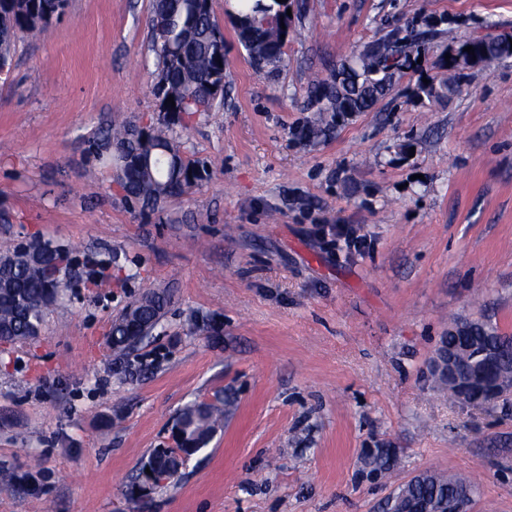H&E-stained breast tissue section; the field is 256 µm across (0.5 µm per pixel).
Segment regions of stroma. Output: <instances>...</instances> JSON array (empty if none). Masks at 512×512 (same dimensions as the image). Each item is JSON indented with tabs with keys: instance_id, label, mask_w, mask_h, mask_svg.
Wrapping results in <instances>:
<instances>
[{
	"instance_id": "1",
	"label": "stroma",
	"mask_w": 512,
	"mask_h": 512,
	"mask_svg": "<svg viewBox=\"0 0 512 512\" xmlns=\"http://www.w3.org/2000/svg\"><path fill=\"white\" fill-rule=\"evenodd\" d=\"M224 104L181 142L206 162L193 192L130 209L88 150L113 114H157L152 0H71L20 39L0 76V248L37 234L121 267L77 278L39 339L0 348V512H381L420 471L475 472L473 512H512V396L465 405L433 388L427 361L450 318L512 336V57L464 75L440 59L473 37L512 36V0H291L286 65L258 69L224 0ZM437 18L371 111L313 142L310 73L363 43ZM448 99H417L422 77ZM325 224L371 241L336 250ZM171 305L116 371L113 318L143 291ZM230 395L223 427L177 483L131 495L178 411ZM366 448L397 463L360 473Z\"/></svg>"
}]
</instances>
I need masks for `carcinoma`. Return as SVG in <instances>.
<instances>
[{
	"instance_id": "obj_1",
	"label": "carcinoma",
	"mask_w": 512,
	"mask_h": 512,
	"mask_svg": "<svg viewBox=\"0 0 512 512\" xmlns=\"http://www.w3.org/2000/svg\"><path fill=\"white\" fill-rule=\"evenodd\" d=\"M68 0H0V69L11 64L16 41L35 36L61 16ZM286 3L277 0H238V9L227 11L240 44L257 64L279 67L284 63V45L289 24ZM444 34L439 22L431 20L417 36L402 34L392 28L376 40L365 43L341 70L327 78L313 77L308 96L319 104L318 111L331 112L336 121L367 112L384 97L393 77L410 68L421 52V40ZM151 50L157 58L154 88L162 91L159 100L174 97L175 111L159 110V118L150 122L147 139H141L139 124L119 117L111 120L91 141L90 148L112 161L113 182L124 193L133 209H155L169 199L185 195L204 180V168L181 150L179 134L188 128L197 114L216 111L224 96H216L214 87L224 82V33L214 13L211 0H152L150 18ZM474 48L477 65L494 66L512 47L504 37H479L463 41V48ZM452 92L446 81L430 79L417 87V96L440 98ZM42 258L17 263L0 270V332L12 343L24 342L41 330L49 311L63 298L71 284L59 277L60 266L82 268L89 281L108 277L107 271L118 258L86 257L80 261L69 251L48 241H39ZM170 296L145 293L117 317L109 333L110 343L131 338L144 340L167 313ZM473 336L441 338L440 344L453 351L461 343L473 346L461 351L458 361L473 367L478 364V347L488 341L500 353L502 369L512 374V336L500 334L493 327L474 329ZM230 397L213 401L196 399L178 413L182 445L206 448L224 420ZM147 462L153 463L142 486L151 489L161 480L170 479L169 466L176 458L155 448ZM395 462L387 448H370L364 456L367 475L384 476ZM474 488L470 478L427 471L397 488L385 503V512H413L425 500L448 504L466 489Z\"/></svg>"
}]
</instances>
